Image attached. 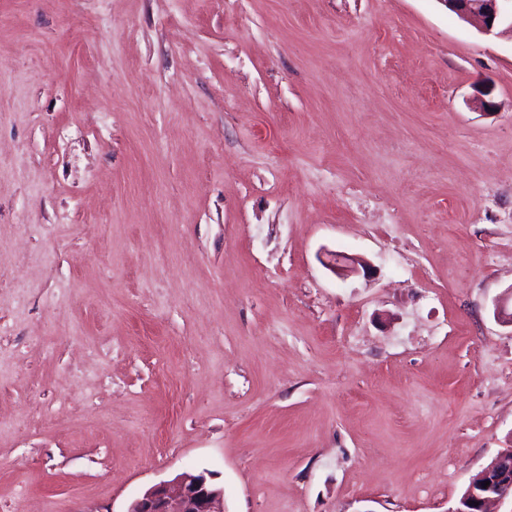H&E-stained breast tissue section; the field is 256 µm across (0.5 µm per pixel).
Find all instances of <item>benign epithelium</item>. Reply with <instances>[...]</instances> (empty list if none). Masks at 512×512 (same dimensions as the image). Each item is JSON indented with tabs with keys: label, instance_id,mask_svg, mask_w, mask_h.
I'll return each instance as SVG.
<instances>
[{
	"label": "benign epithelium",
	"instance_id": "benign-epithelium-1",
	"mask_svg": "<svg viewBox=\"0 0 512 512\" xmlns=\"http://www.w3.org/2000/svg\"><path fill=\"white\" fill-rule=\"evenodd\" d=\"M448 11L484 34H512V0H441ZM338 275L370 270L360 257L335 255ZM490 482L484 486V482ZM512 497V448L500 451L474 476L466 490L464 509L455 512H491V505ZM125 512H224V490L203 475L183 473L160 482L135 498Z\"/></svg>",
	"mask_w": 512,
	"mask_h": 512
}]
</instances>
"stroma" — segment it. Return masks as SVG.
I'll return each mask as SVG.
<instances>
[{
    "label": "stroma",
    "instance_id": "1",
    "mask_svg": "<svg viewBox=\"0 0 512 512\" xmlns=\"http://www.w3.org/2000/svg\"><path fill=\"white\" fill-rule=\"evenodd\" d=\"M0 52V512H454L512 448V37L0 0ZM125 512H224V490L204 475L183 473L147 489Z\"/></svg>",
    "mask_w": 512,
    "mask_h": 512
}]
</instances>
